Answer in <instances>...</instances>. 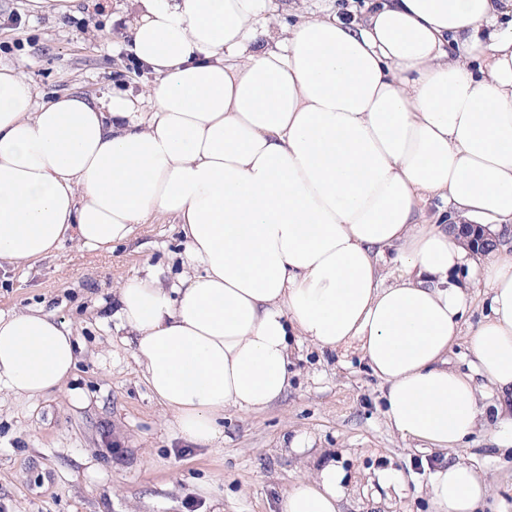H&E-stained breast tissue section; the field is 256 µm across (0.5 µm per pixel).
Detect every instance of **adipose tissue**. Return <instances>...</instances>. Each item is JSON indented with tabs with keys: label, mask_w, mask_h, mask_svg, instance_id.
Segmentation results:
<instances>
[{
	"label": "adipose tissue",
	"mask_w": 512,
	"mask_h": 512,
	"mask_svg": "<svg viewBox=\"0 0 512 512\" xmlns=\"http://www.w3.org/2000/svg\"><path fill=\"white\" fill-rule=\"evenodd\" d=\"M129 49L159 82L38 102L0 67V262L64 241L111 250L149 216L180 227L187 268L125 280L116 328L133 341L179 437L211 445L225 409L288 387V336L355 350L387 386L404 437L453 449L480 411L448 367L468 284L489 290L470 334L477 371L512 399V260L478 266L420 220L430 199L496 236L512 229V0H367L342 18L293 0H135ZM398 247L402 275L378 258ZM81 349L42 309L0 313V391L63 390ZM345 473L321 462L280 512H341ZM434 512H475L490 487L461 462L430 476Z\"/></svg>",
	"instance_id": "adipose-tissue-1"
}]
</instances>
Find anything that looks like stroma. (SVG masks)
Instances as JSON below:
<instances>
[{
  "mask_svg": "<svg viewBox=\"0 0 512 512\" xmlns=\"http://www.w3.org/2000/svg\"><path fill=\"white\" fill-rule=\"evenodd\" d=\"M131 0H80L64 17L52 5L0 0V65L24 74L39 102L79 91L146 95L155 76L133 62L113 15ZM184 246L168 217L137 225L112 251L65 242L30 265L0 266V311L44 308L71 322L83 354L67 391L23 399L0 392V512H279L283 491L312 457L336 460L345 474L343 512H432L429 475L462 460L491 483L479 512H512V450L500 443L498 394L474 372L468 336L489 312L471 293L448 366L472 376L482 416L459 448L444 453L403 438L388 419L386 387L353 353L290 337L287 391L266 409L225 410L217 447L185 444L143 380L131 344L115 332V290L145 266L164 283L180 273ZM303 438L309 451L291 444ZM395 471L399 484L377 476Z\"/></svg>",
  "mask_w": 512,
  "mask_h": 512,
  "instance_id": "35a3bbf8",
  "label": "stroma"
}]
</instances>
